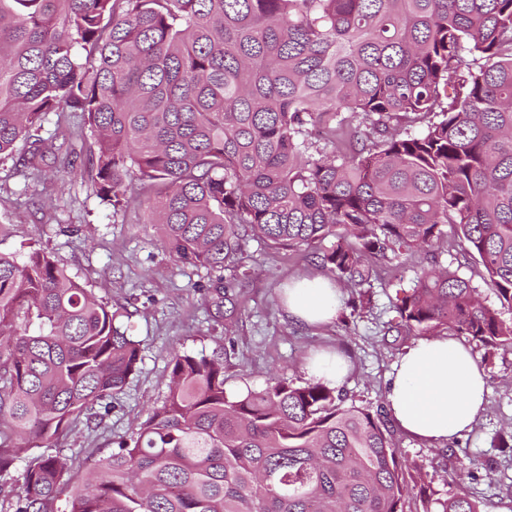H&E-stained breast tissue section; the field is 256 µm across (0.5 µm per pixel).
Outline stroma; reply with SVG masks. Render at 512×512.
Returning <instances> with one entry per match:
<instances>
[{"mask_svg": "<svg viewBox=\"0 0 512 512\" xmlns=\"http://www.w3.org/2000/svg\"><path fill=\"white\" fill-rule=\"evenodd\" d=\"M25 145L0 159V250L13 251L34 242L99 297L124 306V324L141 344L142 361L108 415L79 417L67 435L51 444L49 454L65 458L73 482L85 481L100 459L117 450L121 440L162 405L169 391L170 362L175 352H202L224 364L228 394L264 388L271 377L296 382L308 379V359L336 353L347 373L340 383L362 406L383 402L402 355L386 333L395 313L398 288H409L426 265L425 255L378 262L379 278L371 290L369 311L335 324L307 326L286 312L282 295L302 277L323 278L311 250L288 252L249 239V275L240 286L233 324L212 306L204 290L206 269L174 262L159 247L157 225L144 208L114 210L100 198L86 174L44 168L45 194L33 195L24 166ZM447 239L438 251L441 265L470 279L487 304L497 299L486 283L483 266L465 254L455 240L454 225H443ZM484 369L488 393L472 428L444 445L420 442L402 432L394 437L403 456L421 466L423 490H412L405 512H421V492L447 498L463 489L481 512H512V454L492 445L499 432L512 430V351L472 345ZM466 449L471 462L460 468L453 452Z\"/></svg>", "mask_w": 512, "mask_h": 512, "instance_id": "35a3bbf8", "label": "stroma"}]
</instances>
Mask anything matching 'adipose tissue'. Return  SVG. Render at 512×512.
<instances>
[{"label": "adipose tissue", "instance_id": "obj_1", "mask_svg": "<svg viewBox=\"0 0 512 512\" xmlns=\"http://www.w3.org/2000/svg\"><path fill=\"white\" fill-rule=\"evenodd\" d=\"M289 315L304 324L332 319L340 305L335 284L303 279L289 287ZM487 392L484 371L470 349L441 336L408 347L387 393L396 425L431 444H441L471 428Z\"/></svg>", "mask_w": 512, "mask_h": 512}]
</instances>
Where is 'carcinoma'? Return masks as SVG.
<instances>
[{
    "mask_svg": "<svg viewBox=\"0 0 512 512\" xmlns=\"http://www.w3.org/2000/svg\"><path fill=\"white\" fill-rule=\"evenodd\" d=\"M76 122L44 128L50 114ZM75 170L127 207L137 180L175 262L236 309L247 237L316 253L369 307L371 260L456 226L512 310V0H0V159ZM388 327L512 350L471 282L421 269ZM35 245L0 251V500L49 512L71 482L35 455L109 413L141 362L121 318ZM169 393L73 488L70 512H405L416 476L387 407L320 379L231 396L177 352ZM24 463L22 471L17 464ZM422 512H481L461 491Z\"/></svg>",
    "mask_w": 512,
    "mask_h": 512,
    "instance_id": "cac0c4a2",
    "label": "carcinoma"
}]
</instances>
